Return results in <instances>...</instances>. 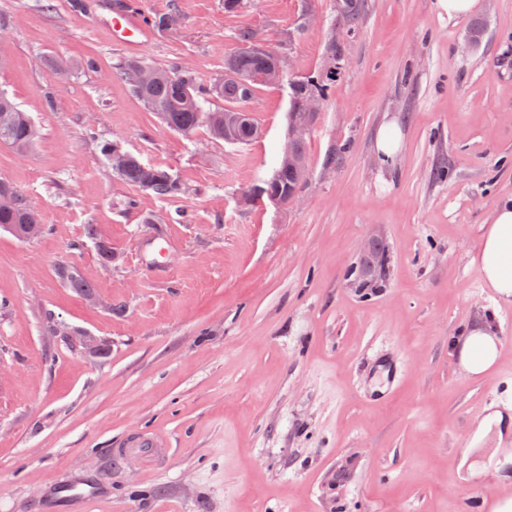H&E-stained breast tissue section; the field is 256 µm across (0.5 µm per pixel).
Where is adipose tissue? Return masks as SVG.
Returning a JSON list of instances; mask_svg holds the SVG:
<instances>
[{
	"label": "adipose tissue",
	"mask_w": 512,
	"mask_h": 512,
	"mask_svg": "<svg viewBox=\"0 0 512 512\" xmlns=\"http://www.w3.org/2000/svg\"><path fill=\"white\" fill-rule=\"evenodd\" d=\"M474 262L483 279L503 301L512 300V203L500 205L485 226ZM448 351L464 373L472 378L489 374L497 365L502 343L495 329V317L486 314L482 322L465 327L449 337ZM504 415L493 409L478 423L471 440V452L492 444L488 462L501 484L512 483L507 466L512 463V448L505 447L502 430Z\"/></svg>",
	"instance_id": "1"
}]
</instances>
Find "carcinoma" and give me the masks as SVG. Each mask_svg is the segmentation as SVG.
Instances as JSON below:
<instances>
[{
    "mask_svg": "<svg viewBox=\"0 0 512 512\" xmlns=\"http://www.w3.org/2000/svg\"><path fill=\"white\" fill-rule=\"evenodd\" d=\"M362 14V0H344L340 16L347 24V32L356 30ZM154 27L173 33L179 26L178 16L173 12L156 14L151 17ZM242 47L225 58L229 70L251 75L254 80L242 84L226 79L209 88L200 86L188 67L173 71L162 66L126 59L118 62L116 70L129 83L132 91L144 102L146 108L155 113L170 129L190 135L201 126L208 128L216 139L224 138V113L236 112L253 98L254 91L262 84V77L271 64L264 54L254 51L255 33L242 29L237 34ZM290 88V111L302 113L308 96L312 93L319 98L326 96L325 85L309 76L293 78ZM217 95L224 98L226 107L221 110H207L204 104ZM38 138V129L29 115L22 111L7 94L0 92V143L18 152L27 151ZM101 153L108 158L112 169L122 180L151 192L160 199L175 198L184 192L178 179L169 171L157 166L142 164L133 154L122 149L117 142L100 145ZM303 179L292 169L278 170L276 181L264 187V195L286 196L301 188ZM9 194L14 198L10 207L0 206V228L14 233L21 239H28L41 228L39 213L31 207L8 181L0 179V196Z\"/></svg>",
    "mask_w": 512,
    "mask_h": 512,
    "instance_id": "obj_1",
    "label": "carcinoma"
}]
</instances>
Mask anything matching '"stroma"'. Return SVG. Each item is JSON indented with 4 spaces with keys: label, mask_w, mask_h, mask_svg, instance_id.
Segmentation results:
<instances>
[{
    "label": "stroma",
    "mask_w": 512,
    "mask_h": 512,
    "mask_svg": "<svg viewBox=\"0 0 512 512\" xmlns=\"http://www.w3.org/2000/svg\"><path fill=\"white\" fill-rule=\"evenodd\" d=\"M112 2L0 0V90L40 129L25 153L0 144V177L43 224L26 240L0 230V512H71L64 481L99 488L94 512H462L490 494L493 469L457 472V447L481 408L512 406V303L491 377L469 378L448 338L493 305L471 259L512 199V0L459 19L435 0H364L343 38L336 0L235 13L136 0L182 21L138 58L189 66L204 86L223 80L243 28L289 54L290 76H330L299 200L280 208L239 196L274 173L288 84L256 89L251 142L178 134L118 75L128 52L106 24ZM390 121L403 141L384 163L376 134ZM112 140L183 194L120 179L98 149ZM158 238L170 242L159 271ZM62 263L92 294L59 277ZM380 355L406 372L375 402ZM138 435L162 443L159 461L118 455Z\"/></svg>",
    "instance_id": "1"
}]
</instances>
